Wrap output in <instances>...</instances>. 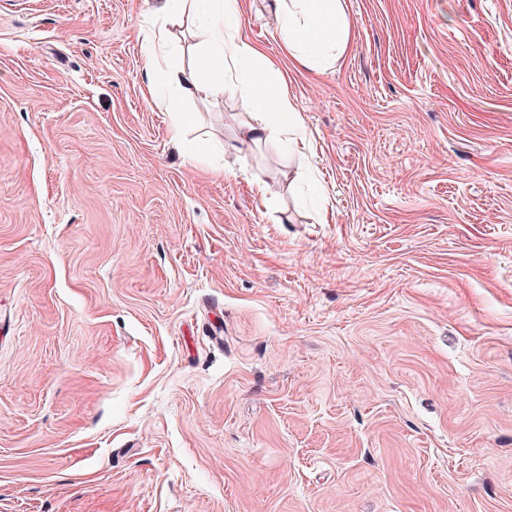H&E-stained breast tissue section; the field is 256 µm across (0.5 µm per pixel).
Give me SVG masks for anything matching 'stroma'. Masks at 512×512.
Wrapping results in <instances>:
<instances>
[{
  "label": "stroma",
  "mask_w": 512,
  "mask_h": 512,
  "mask_svg": "<svg viewBox=\"0 0 512 512\" xmlns=\"http://www.w3.org/2000/svg\"><path fill=\"white\" fill-rule=\"evenodd\" d=\"M343 3L237 0L308 141L239 155L166 0H0V512H512V0ZM277 23L288 54L303 66L319 56L342 57L349 32L342 0H280Z\"/></svg>",
  "instance_id": "1"
}]
</instances>
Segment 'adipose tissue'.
<instances>
[{
	"label": "adipose tissue",
	"instance_id": "1",
	"mask_svg": "<svg viewBox=\"0 0 512 512\" xmlns=\"http://www.w3.org/2000/svg\"><path fill=\"white\" fill-rule=\"evenodd\" d=\"M178 11L196 23L202 51L194 67H156L155 82L161 83L165 98L176 103L186 99H207L224 81L226 73L237 72L242 62L262 64L263 50L249 42L239 26L225 25L224 0H177ZM277 23L289 55L307 65L320 56L342 57L349 47V32L343 0H287L277 14ZM241 100L244 116L233 143L243 153L266 142L291 148L280 123L281 116L296 120L285 76L266 84L263 76L243 79Z\"/></svg>",
	"mask_w": 512,
	"mask_h": 512
}]
</instances>
